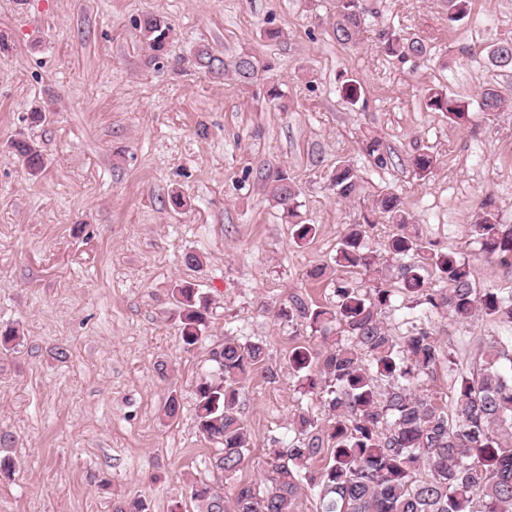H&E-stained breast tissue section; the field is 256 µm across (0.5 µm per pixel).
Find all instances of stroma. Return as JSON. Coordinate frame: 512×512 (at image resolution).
Returning <instances> with one entry per match:
<instances>
[{
    "label": "stroma",
    "mask_w": 512,
    "mask_h": 512,
    "mask_svg": "<svg viewBox=\"0 0 512 512\" xmlns=\"http://www.w3.org/2000/svg\"><path fill=\"white\" fill-rule=\"evenodd\" d=\"M366 25L355 44L333 33L336 0H0V430L17 461L0 477V512H112L145 499L149 512H198L189 485L221 493L264 490L275 443L293 437L292 413L317 411L288 366L297 346L326 344L306 320L279 318L301 300L333 303V285L309 278L332 264L347 225L363 223L385 189L404 201L419 235L463 254L473 286L512 294V268L477 257L471 224L485 198L512 225V106L478 107L492 87L512 102V71L494 68L490 46L512 41V0H474L448 20L442 0H360ZM164 17L172 38L159 64L139 21ZM282 36L270 40L267 29ZM390 30L425 39L421 58L377 46ZM200 46L260 66L255 84L190 67ZM364 101H344V78ZM280 85L275 103L264 97ZM436 88L455 96L461 121L426 108ZM45 121L30 120L32 110ZM25 138L46 166L30 175L10 147ZM382 144L376 164L365 139ZM432 155L426 177L415 155ZM361 176L355 197H337L327 176L338 159ZM288 171L298 212L316 236L295 244L262 177ZM188 202L169 205L172 192ZM202 263L189 267L186 253ZM209 301L195 348L178 334L176 284ZM429 325L457 364L477 367L491 339L512 326L488 318ZM228 336L262 340L273 376L240 391L251 444L239 472L213 467L216 445L195 423L196 387ZM176 396L180 410L168 418Z\"/></svg>",
    "instance_id": "35a3bbf8"
}]
</instances>
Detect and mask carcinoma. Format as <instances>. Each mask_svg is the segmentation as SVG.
Returning <instances> with one entry per match:
<instances>
[{
    "instance_id": "obj_1",
    "label": "carcinoma",
    "mask_w": 512,
    "mask_h": 512,
    "mask_svg": "<svg viewBox=\"0 0 512 512\" xmlns=\"http://www.w3.org/2000/svg\"><path fill=\"white\" fill-rule=\"evenodd\" d=\"M448 21L458 22L471 10L472 0H445ZM364 25L359 0H338L333 32L341 44H353ZM152 51L151 59L165 55L172 27L158 16L139 21ZM380 48L402 59L422 57L428 46L421 38H402L394 32L380 34ZM493 67L512 70V41L490 49ZM197 68L211 74L225 72L226 64L202 46L192 55ZM235 78L250 84L258 77L248 56L232 65ZM347 103L357 104L364 90L352 78L343 82ZM426 108L448 113L459 121L465 111L447 92L429 88ZM506 99L494 88L481 94L483 112H500ZM33 175L45 167L39 150L29 141L11 144ZM436 159L420 153L413 158L416 174L425 177ZM263 180L271 198L291 219L293 239L304 244L315 237L317 226L298 220L299 189L288 172L270 171ZM336 194L348 199L357 195L360 176L352 163L340 160L331 175ZM493 202L485 200L473 216V238L479 250L505 267H512V225L501 224ZM375 212L396 225L388 252L399 262L400 288L386 287V272L366 243L374 221L351 225L341 238L334 263L359 269L368 276L364 283L338 278L336 300L314 309L301 302L281 311L280 316L308 320L312 330L331 339L333 327L342 329L331 349L319 358L305 346L288 356L300 389L325 394L326 419L298 414L296 436L286 449L272 450L266 490L243 484L228 498L206 483L190 487L200 512H295L296 500L305 487L318 490L321 512H512V337L488 343L475 372L460 373L451 402L424 389L434 379L445 357L442 341L428 329L413 325L395 336L382 320V313L396 308L399 294L415 295L418 318L446 310L460 321L476 316L495 317L512 323V295L504 297L492 288L478 292L472 285V266L454 251L435 250L419 237L410 224L400 196L387 191L376 201ZM410 257L414 262L402 263ZM434 269L438 285L427 286L425 273ZM180 304L179 333L190 347L203 339L209 307L194 284L173 289ZM216 371L196 388L195 422L199 433L218 446L214 467L233 475L250 445V431L239 411L240 384L260 371L267 375L265 345L260 340L224 338L212 352ZM323 464L317 466L315 462Z\"/></svg>"
}]
</instances>
